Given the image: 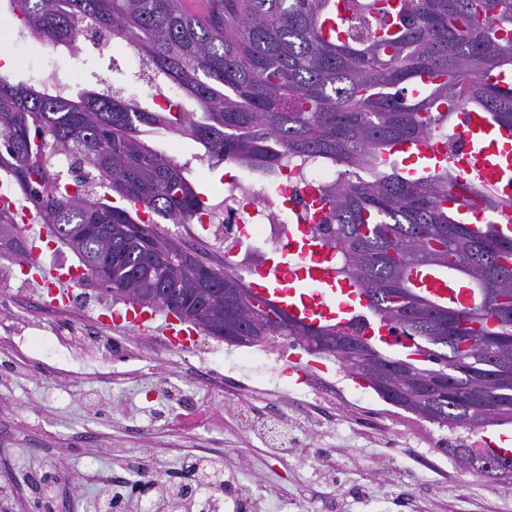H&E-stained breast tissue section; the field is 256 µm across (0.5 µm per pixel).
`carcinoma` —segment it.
Returning <instances> with one entry per match:
<instances>
[{
	"mask_svg": "<svg viewBox=\"0 0 512 512\" xmlns=\"http://www.w3.org/2000/svg\"><path fill=\"white\" fill-rule=\"evenodd\" d=\"M200 19L179 0H7L20 34L76 58L81 39H120L143 75L178 100L161 112L124 98L101 73L69 93L0 73V178L79 258L110 296L168 292L185 320L210 336L231 329L240 347L283 339L339 362L384 401L440 427L471 433L512 423V237L474 229L457 207L512 210V193L456 179L448 165L410 177L393 147L448 142L449 108L512 126V0H347L343 36L321 29L333 0H219ZM143 127L192 139L214 163L244 167L272 187L285 169L321 161L336 181L318 188L313 219L334 251L337 278L364 288L372 311L412 346L386 350L360 326L311 329L253 301L249 274L202 247L158 231L154 217L191 224L207 212L185 166L145 145ZM112 190L118 206L99 188ZM453 201L456 207L447 208ZM0 241L26 253L15 215L0 206ZM449 273L457 295L506 300L460 308L420 294L426 275ZM444 452L466 469L512 480V459L465 444Z\"/></svg>",
	"mask_w": 512,
	"mask_h": 512,
	"instance_id": "carcinoma-1",
	"label": "carcinoma"
}]
</instances>
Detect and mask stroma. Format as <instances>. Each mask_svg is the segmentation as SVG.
<instances>
[{
  "mask_svg": "<svg viewBox=\"0 0 512 512\" xmlns=\"http://www.w3.org/2000/svg\"><path fill=\"white\" fill-rule=\"evenodd\" d=\"M9 30L12 61L72 68L85 85L111 67L124 96L150 98L137 56L119 44H85L75 59ZM145 141L186 164L215 210L230 181L256 183L241 167L209 166L191 139L162 130ZM24 270L0 246V512H55L41 500L49 477L67 512H98L103 474L124 486L146 476L168 483L200 448L247 488L250 512H512V487L445 454L448 429L352 377L334 386L315 378L300 394L288 375L264 376L246 348L206 335L196 351L159 354L142 334L100 325L114 300L94 286L81 289L79 317L47 315ZM89 324L97 341L80 337ZM250 410L300 430L299 444L279 448L246 428Z\"/></svg>",
  "mask_w": 512,
  "mask_h": 512,
  "instance_id": "35a3bbf8",
  "label": "stroma"
}]
</instances>
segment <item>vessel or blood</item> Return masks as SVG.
I'll return each instance as SVG.
<instances>
[{"mask_svg": "<svg viewBox=\"0 0 512 512\" xmlns=\"http://www.w3.org/2000/svg\"><path fill=\"white\" fill-rule=\"evenodd\" d=\"M465 150L447 156L440 142L422 140L403 144L402 152L420 158L431 167L451 162L459 175L479 177L495 189L512 188V128L492 123L486 113L465 110L454 129ZM15 208V207H14ZM19 224L29 231L28 249L31 262L26 274L31 284L44 288L55 300H70L77 275L73 267L48 264L42 259L44 232L36 226V217L26 205L15 208ZM473 224H497L503 232L512 231V221L487 212L483 207H466ZM251 293L257 300L269 302L295 320L314 328L335 326L346 328L354 320H362L363 334L377 343L398 349L402 342L369 309L364 290L357 284L338 280L328 262V250L313 236L309 225L288 227L287 245L265 250L251 276ZM107 321L148 332L180 348H191L199 330L171 317L142 310L134 304L106 315Z\"/></svg>", "mask_w": 512, "mask_h": 512, "instance_id": "b4317fda", "label": "vessel or blood"}]
</instances>
